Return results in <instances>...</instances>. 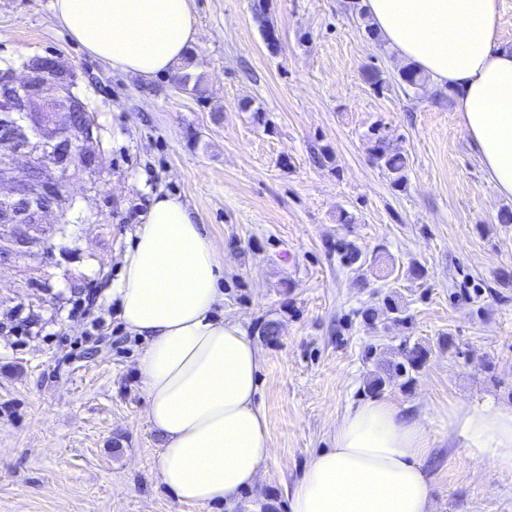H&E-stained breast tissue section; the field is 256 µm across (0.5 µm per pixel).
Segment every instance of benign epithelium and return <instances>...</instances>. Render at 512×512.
Wrapping results in <instances>:
<instances>
[{"mask_svg": "<svg viewBox=\"0 0 512 512\" xmlns=\"http://www.w3.org/2000/svg\"><path fill=\"white\" fill-rule=\"evenodd\" d=\"M4 69L0 83V112L12 116L8 131L0 135V150L28 159L32 176L12 175L7 156H0V184L9 181V196L0 200V226L11 227V241L28 245L30 229L43 223L44 215L61 197L62 183L45 177L42 160H54L62 174L85 171L102 159L97 126L75 93L74 72L58 58L40 57Z\"/></svg>", "mask_w": 512, "mask_h": 512, "instance_id": "benign-epithelium-1", "label": "benign epithelium"}]
</instances>
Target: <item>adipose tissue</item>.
<instances>
[{
	"instance_id": "ef3b65f1",
	"label": "adipose tissue",
	"mask_w": 512,
	"mask_h": 512,
	"mask_svg": "<svg viewBox=\"0 0 512 512\" xmlns=\"http://www.w3.org/2000/svg\"><path fill=\"white\" fill-rule=\"evenodd\" d=\"M387 46L459 94L462 125L498 193L512 196V48L497 36L498 0H365ZM88 54L151 79L176 72L197 35L190 0H53ZM219 246L176 196L157 194L126 250L115 292L146 348L139 375L164 439L160 482L186 505L235 506L272 454L257 396L262 354L224 304ZM448 438L473 466L512 471V405L448 410ZM425 425L386 398L354 405L334 445L313 454L289 512H431Z\"/></svg>"
}]
</instances>
